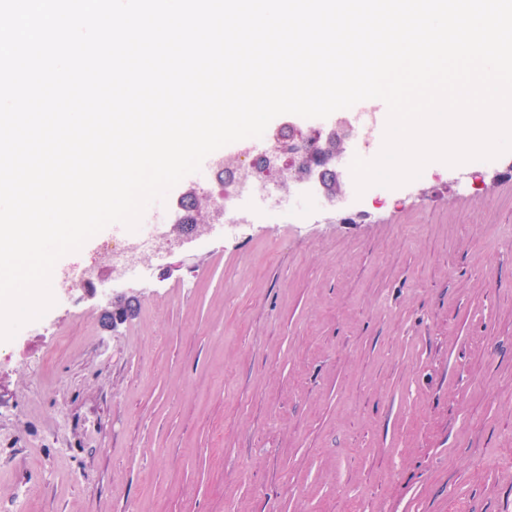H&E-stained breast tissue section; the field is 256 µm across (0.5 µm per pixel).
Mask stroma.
Returning <instances> with one entry per match:
<instances>
[{
  "mask_svg": "<svg viewBox=\"0 0 512 512\" xmlns=\"http://www.w3.org/2000/svg\"><path fill=\"white\" fill-rule=\"evenodd\" d=\"M238 150L151 212L221 192ZM290 193L163 224L128 274L109 227L58 260L55 305L0 341L1 506L26 481L24 512H512V152Z\"/></svg>",
  "mask_w": 512,
  "mask_h": 512,
  "instance_id": "1",
  "label": "stroma"
}]
</instances>
